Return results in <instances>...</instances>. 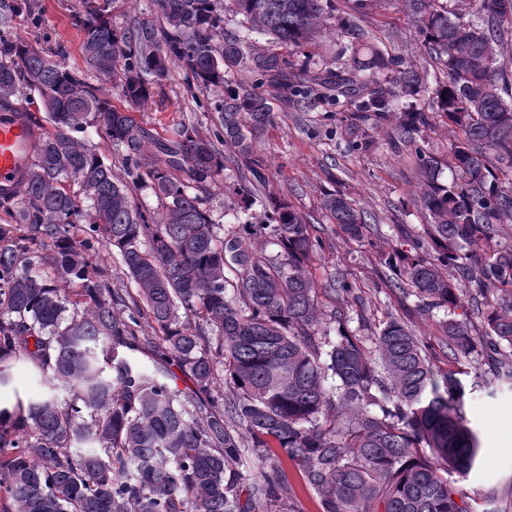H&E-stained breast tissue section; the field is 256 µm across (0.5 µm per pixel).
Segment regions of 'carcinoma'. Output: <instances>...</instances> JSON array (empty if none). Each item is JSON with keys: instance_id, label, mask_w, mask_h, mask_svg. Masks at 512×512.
Instances as JSON below:
<instances>
[{"instance_id": "carcinoma-1", "label": "carcinoma", "mask_w": 512, "mask_h": 512, "mask_svg": "<svg viewBox=\"0 0 512 512\" xmlns=\"http://www.w3.org/2000/svg\"><path fill=\"white\" fill-rule=\"evenodd\" d=\"M463 1L481 22L462 21L448 0H404L425 51L447 71L433 104L455 128L456 180L437 183L434 160L421 158L427 243L413 254L378 251L390 287L413 288L429 310L502 291L487 303L481 335L444 321L446 370L434 369L396 319L378 328L369 348L342 327L328 340L319 294L347 304L352 286L315 279L319 226L287 202L273 205L271 223L242 225L249 238L270 239L273 256L212 222L206 194L224 172L226 146L251 174L235 194L246 210L256 203L264 176L244 130L271 121L265 97L229 94L216 106L210 137L183 125L162 138L82 74L9 35L14 15L31 11L29 0L0 12V108L36 96L50 125L20 196L0 199V388L16 361L41 387L0 405V512H254L256 500L280 502L283 456L320 512H512V489L487 511L464 488L479 442L462 411L475 388H512V248L495 242L499 225L512 223V59L500 52L512 41V0H455ZM232 2L250 30L285 49L314 40L332 7ZM215 3L151 0L159 24L119 30L108 0H81L75 24L86 62L101 78L119 79L129 106L147 101L177 63L200 89L244 66L282 88L286 102L322 96L359 112L395 111L396 92L373 70L397 68L395 85L406 95L425 85L417 71L369 48L354 24L342 32L367 55L347 76L290 73L273 50L245 51V39L221 26ZM431 119L402 108L397 139L422 154L414 134ZM90 121L105 143L124 148L123 174L76 137ZM136 187L150 189L164 212L135 206ZM323 208L348 238L365 241L369 225L355 203L330 193ZM82 222L79 239L73 228ZM100 246L120 256L137 295L111 287L92 263ZM146 348L162 361L149 368L131 355ZM478 350L488 370L468 383L461 364ZM170 359L193 387L171 386Z\"/></svg>"}]
</instances>
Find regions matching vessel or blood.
I'll use <instances>...</instances> for the list:
<instances>
[{"label":"vessel or blood","instance_id":"1","mask_svg":"<svg viewBox=\"0 0 512 512\" xmlns=\"http://www.w3.org/2000/svg\"><path fill=\"white\" fill-rule=\"evenodd\" d=\"M37 132L19 112L0 114V194L18 191L34 156Z\"/></svg>","mask_w":512,"mask_h":512}]
</instances>
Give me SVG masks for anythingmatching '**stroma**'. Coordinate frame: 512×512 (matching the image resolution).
<instances>
[{
	"mask_svg": "<svg viewBox=\"0 0 512 512\" xmlns=\"http://www.w3.org/2000/svg\"><path fill=\"white\" fill-rule=\"evenodd\" d=\"M36 15L17 13L11 33L34 47L58 53L70 68L83 74L98 94L118 100L115 84L104 82L91 70L82 51L83 35L74 24L79 0H34ZM335 9L327 18L328 36L316 44L287 50L291 67L314 72L346 74L353 66L354 49L340 32L342 24L354 21L367 34V42L384 57L403 65L428 71L431 79L444 80L441 62L424 50L418 24L402 0H333ZM40 26H33V17ZM187 71L175 64L167 77L154 88L147 102L135 106L133 115L144 127L164 138L173 137L177 128L192 124L206 135L216 124L215 112L200 110L196 99L212 102L223 99L226 90H260L272 109L271 122L250 134L254 157L263 164L265 181L259 188L260 204L242 213L233 190L245 171L234 148L224 150V172L209 188L207 206L214 223L237 230L245 221H265L264 204L284 199L304 218L324 227L323 248L311 271L317 280L334 277L353 284L356 303L345 307L341 323H330L329 331L345 327L352 335L368 340L387 316L403 320L426 345L441 336L447 316L464 321L472 334L483 331V317L475 302L463 301L453 313L444 310L424 312L414 295L389 288V271L377 255L381 246L410 249L423 237L430 222L421 207L419 161L412 148L398 144L394 133V113L355 112L347 103L328 104L315 98L289 104L271 86H257L247 68L238 66L224 74L223 85L191 95ZM455 137L446 119L434 117L430 129L417 137L427 156L437 161L435 176L447 184L454 173L448 167V149ZM338 192L351 199L369 217L372 244L346 238L321 209L326 194ZM466 418L479 438L475 472L466 481L470 494L485 497L492 491L512 487V391L495 398L474 396L464 407Z\"/></svg>",
	"mask_w": 512,
	"mask_h": 512,
	"instance_id": "35a3bbf8",
	"label": "stroma"
}]
</instances>
